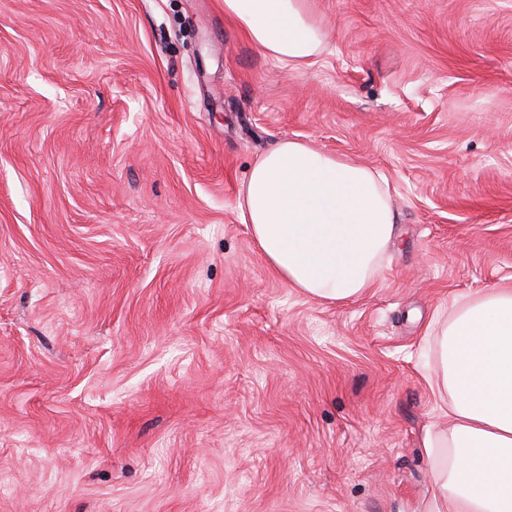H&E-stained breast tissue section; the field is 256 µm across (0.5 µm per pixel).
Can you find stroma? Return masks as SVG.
<instances>
[{
    "label": "stroma",
    "instance_id": "1",
    "mask_svg": "<svg viewBox=\"0 0 512 512\" xmlns=\"http://www.w3.org/2000/svg\"><path fill=\"white\" fill-rule=\"evenodd\" d=\"M313 65L223 0H0V512H420L453 299L512 285V0H310ZM297 140L388 180L362 297L238 207Z\"/></svg>",
    "mask_w": 512,
    "mask_h": 512
}]
</instances>
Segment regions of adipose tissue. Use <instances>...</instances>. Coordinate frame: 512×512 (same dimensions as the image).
<instances>
[{
    "instance_id": "obj_1",
    "label": "adipose tissue",
    "mask_w": 512,
    "mask_h": 512,
    "mask_svg": "<svg viewBox=\"0 0 512 512\" xmlns=\"http://www.w3.org/2000/svg\"><path fill=\"white\" fill-rule=\"evenodd\" d=\"M224 16L285 64L311 65L323 50L308 0H224ZM238 207L275 274L329 303L372 288L399 232L382 175L295 140L257 157ZM438 347L429 385L448 426L423 438L433 481L424 512H512V289L452 303Z\"/></svg>"
}]
</instances>
